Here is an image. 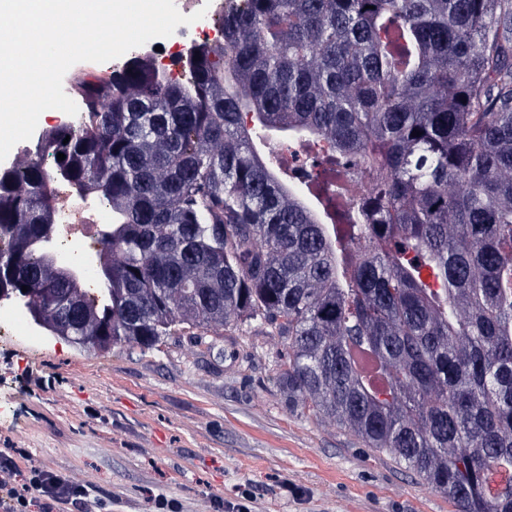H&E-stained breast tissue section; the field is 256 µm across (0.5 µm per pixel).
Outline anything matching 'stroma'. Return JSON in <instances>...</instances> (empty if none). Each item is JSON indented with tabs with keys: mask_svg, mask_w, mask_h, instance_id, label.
<instances>
[{
	"mask_svg": "<svg viewBox=\"0 0 512 512\" xmlns=\"http://www.w3.org/2000/svg\"><path fill=\"white\" fill-rule=\"evenodd\" d=\"M266 326L212 346L172 336L106 356L62 340L0 347V454L79 486L64 512H456L351 432L286 405Z\"/></svg>",
	"mask_w": 512,
	"mask_h": 512,
	"instance_id": "1",
	"label": "stroma"
}]
</instances>
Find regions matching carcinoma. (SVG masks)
I'll use <instances>...</instances> for the list:
<instances>
[{
	"label": "carcinoma",
	"mask_w": 512,
	"mask_h": 512,
	"mask_svg": "<svg viewBox=\"0 0 512 512\" xmlns=\"http://www.w3.org/2000/svg\"><path fill=\"white\" fill-rule=\"evenodd\" d=\"M224 2L179 76L77 63L85 115L0 171L7 300L99 354L264 325L288 406L459 512H512V0ZM273 136L323 144L302 164L336 186ZM60 183L110 210L93 300L42 247Z\"/></svg>",
	"instance_id": "carcinoma-1"
}]
</instances>
